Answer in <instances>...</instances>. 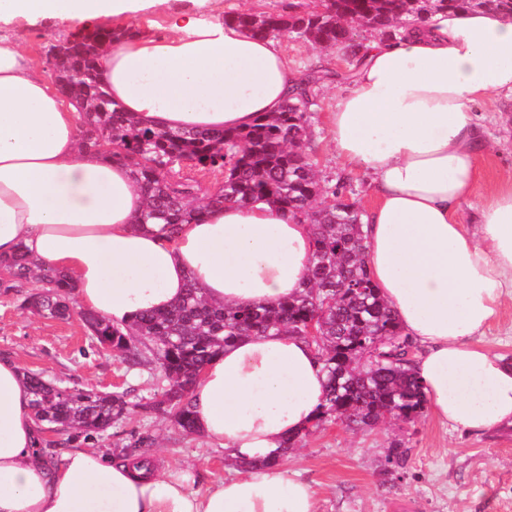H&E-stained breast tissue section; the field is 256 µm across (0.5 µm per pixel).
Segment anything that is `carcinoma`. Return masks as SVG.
Returning a JSON list of instances; mask_svg holds the SVG:
<instances>
[{"instance_id":"obj_1","label":"carcinoma","mask_w":512,"mask_h":512,"mask_svg":"<svg viewBox=\"0 0 512 512\" xmlns=\"http://www.w3.org/2000/svg\"><path fill=\"white\" fill-rule=\"evenodd\" d=\"M316 15L305 3L280 12L247 11L224 15L255 36L286 33L306 43L333 49L341 46L348 67L307 73L293 89L285 108L259 116L236 130H172L147 126L112 101L98 78L102 54L114 42L141 33L125 26L93 25L50 46L44 61L58 92L81 120V145L108 150L104 157L127 165L147 204L135 223L162 224L175 231L202 221L214 205L248 207L267 204L310 225L314 239L302 289L276 308L238 309L207 301L194 280L183 297L165 311H148L130 323L81 313L92 345L106 347L129 368H146L156 380L153 397L130 400L131 391L102 392L55 385L41 373L22 368L32 395L33 418L46 448L90 442L125 418L132 408L162 414L187 435L197 433L190 393L202 368L224 347L248 336L285 331L307 339L310 320H317L314 346L326 375L323 403L314 422L288 438L274 456L244 460L258 464L283 462L313 430L328 422L372 430L398 420L413 423L425 411L427 396L413 370V343L403 335L394 312L380 297L365 260L363 211L342 201L341 187L322 181L306 152L311 135L312 85L323 78H352L365 55L359 27L392 38L402 27L425 23L437 15L487 11L512 17V0H326ZM221 171L224 181L199 197L200 187L180 177L186 166ZM35 278L41 289L23 293ZM0 292L22 297L21 306L45 318L67 320L73 284L67 273L43 266L20 250L0 261ZM154 439L134 434L123 458L148 460Z\"/></svg>"}]
</instances>
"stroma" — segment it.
Returning a JSON list of instances; mask_svg holds the SVG:
<instances>
[{
  "mask_svg": "<svg viewBox=\"0 0 512 512\" xmlns=\"http://www.w3.org/2000/svg\"><path fill=\"white\" fill-rule=\"evenodd\" d=\"M290 68L306 74L328 66H345V53L279 37ZM347 82L327 79L314 87L311 138L307 151L320 178L342 187L361 208L374 201L368 175L344 165L336 157L329 131L336 93ZM512 112V101L488 99L474 112L484 129V144L476 155L475 197L461 203L462 219H469L479 196L491 186L512 178V128L499 115ZM0 355L12 356L19 366L103 392L134 389L150 396L152 377L130 369L112 353L91 347L79 317L47 319L0 296ZM155 437L153 453L159 468H191L195 487L202 490L233 474L237 466L224 449L204 438L188 435L169 419L131 413L96 441L98 448L118 455L131 433ZM408 448L398 473H390L386 457L394 443ZM289 474L308 482L318 512H391L392 505L409 502L413 512H512V429L472 436L442 425L424 412L414 425L384 424L371 431L351 430L329 423L312 432L285 462Z\"/></svg>",
  "mask_w": 512,
  "mask_h": 512,
  "instance_id": "35a3bbf8",
  "label": "stroma"
}]
</instances>
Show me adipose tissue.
Masks as SVG:
<instances>
[{
	"instance_id": "1",
	"label": "adipose tissue",
	"mask_w": 512,
	"mask_h": 512,
	"mask_svg": "<svg viewBox=\"0 0 512 512\" xmlns=\"http://www.w3.org/2000/svg\"><path fill=\"white\" fill-rule=\"evenodd\" d=\"M169 0H0V258L26 249L66 271L79 307L115 323L169 309L195 280L211 301L279 306L299 291L313 250L309 224L278 208L213 206L178 234L135 225L145 201L116 160L81 150L76 112L5 27L133 22ZM168 35L108 48L99 79L148 125L242 129L281 111L299 75L274 37L218 21L213 0ZM512 95V19L464 11L369 42L351 90L331 114L336 155L367 170L377 196L366 261L404 332L435 416L480 435L512 426V362L473 338L512 302V182L482 197L472 225L458 211L476 185L482 99ZM325 374L315 351L285 332L225 347L192 391L198 431L236 459L265 456L318 414ZM31 395L0 358V512H317L310 486L271 464L190 490V470L115 460L74 447L37 454Z\"/></svg>"
}]
</instances>
